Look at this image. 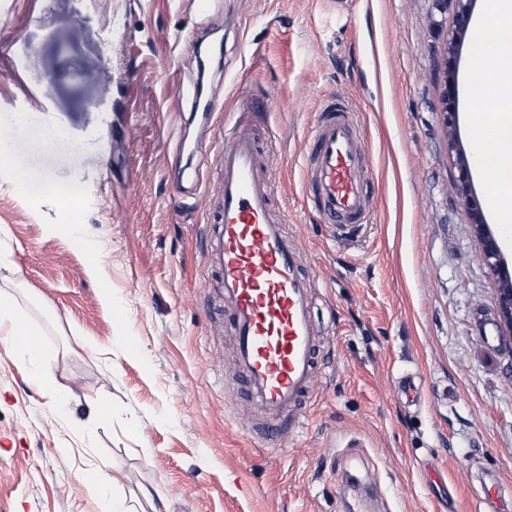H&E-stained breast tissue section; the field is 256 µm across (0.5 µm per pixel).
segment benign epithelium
Segmentation results:
<instances>
[{
	"label": "benign epithelium",
	"mask_w": 512,
	"mask_h": 512,
	"mask_svg": "<svg viewBox=\"0 0 512 512\" xmlns=\"http://www.w3.org/2000/svg\"><path fill=\"white\" fill-rule=\"evenodd\" d=\"M474 0H454L455 27L448 36L445 46V57L454 60L460 52L461 44L466 35L471 8ZM455 84L448 80L442 89L443 112L446 114L445 123L448 128V145L456 147L454 137L455 112ZM457 196L473 220V229L480 241L482 250L491 271L493 283L497 293L498 316L509 329L512 330V272L501 257V250L497 238L489 225L484 223L480 209L472 196L469 181V165L466 158L459 159V176L455 185Z\"/></svg>",
	"instance_id": "benign-epithelium-1"
}]
</instances>
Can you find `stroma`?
<instances>
[{"instance_id": "stroma-1", "label": "stroma", "mask_w": 512, "mask_h": 512, "mask_svg": "<svg viewBox=\"0 0 512 512\" xmlns=\"http://www.w3.org/2000/svg\"><path fill=\"white\" fill-rule=\"evenodd\" d=\"M452 29L441 0H215L206 19L191 0H0V56L19 73L0 87V294L68 398L50 405L0 342V512H106L107 493L81 480L101 463L133 506L162 490L146 512H349L358 493L365 512H494L490 487L512 512V339L453 187L467 157L488 201L468 39L448 148ZM195 33L222 43L207 87L225 113L246 95L264 106L258 139L277 142L280 204L313 281L321 346L304 425L269 440L218 311L205 195L168 176ZM336 97L357 111L374 208L345 241L310 208L304 170ZM31 110L67 147L31 144L12 122ZM25 171L75 191L78 209L32 191ZM442 102H443V112L446 114L445 123L448 128V145L450 148L456 147L455 134H454V125L456 122V112H455V84L454 81L448 79V82L444 84L442 89Z\"/></svg>"}]
</instances>
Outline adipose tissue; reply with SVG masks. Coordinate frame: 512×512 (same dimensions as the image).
<instances>
[{"mask_svg":"<svg viewBox=\"0 0 512 512\" xmlns=\"http://www.w3.org/2000/svg\"><path fill=\"white\" fill-rule=\"evenodd\" d=\"M491 2V13L478 21L485 33L471 70L483 75L495 93L477 94L470 108L476 129L497 145L496 151L482 155V166L492 175L489 206L507 215L512 213V0ZM28 333L24 318L13 312L10 297L0 295V340L15 345L21 359L32 365V378L40 392L50 402H58V384L50 367L27 343Z\"/></svg>","mask_w":512,"mask_h":512,"instance_id":"adipose-tissue-1","label":"adipose tissue"}]
</instances>
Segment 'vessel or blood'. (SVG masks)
Here are the masks:
<instances>
[{
	"instance_id": "obj_1",
	"label": "vessel or blood",
	"mask_w": 512,
	"mask_h": 512,
	"mask_svg": "<svg viewBox=\"0 0 512 512\" xmlns=\"http://www.w3.org/2000/svg\"><path fill=\"white\" fill-rule=\"evenodd\" d=\"M258 108L242 99L235 118L223 123L217 95L196 100L192 120L215 136L200 150L192 178L214 191L207 254L220 277L224 331L234 340L247 390L269 418L298 429L303 421L295 408L315 373L312 284L284 230L274 151L261 147L254 133ZM305 172L308 201L326 223H369V170L348 98L318 113Z\"/></svg>"
}]
</instances>
